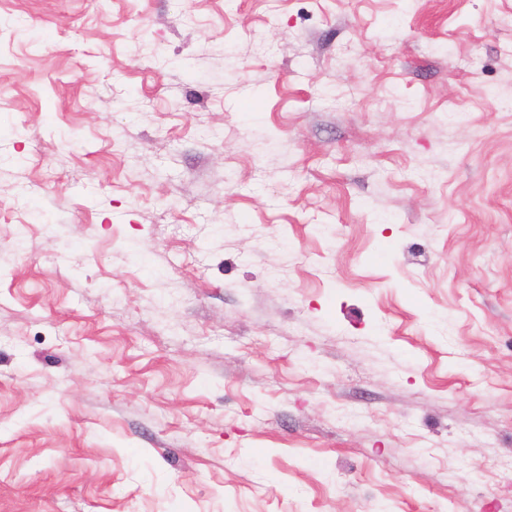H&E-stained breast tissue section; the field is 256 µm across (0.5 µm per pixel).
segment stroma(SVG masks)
I'll use <instances>...</instances> for the list:
<instances>
[{"instance_id":"obj_1","label":"stroma","mask_w":512,"mask_h":512,"mask_svg":"<svg viewBox=\"0 0 512 512\" xmlns=\"http://www.w3.org/2000/svg\"><path fill=\"white\" fill-rule=\"evenodd\" d=\"M0 512H512V0H0Z\"/></svg>"}]
</instances>
